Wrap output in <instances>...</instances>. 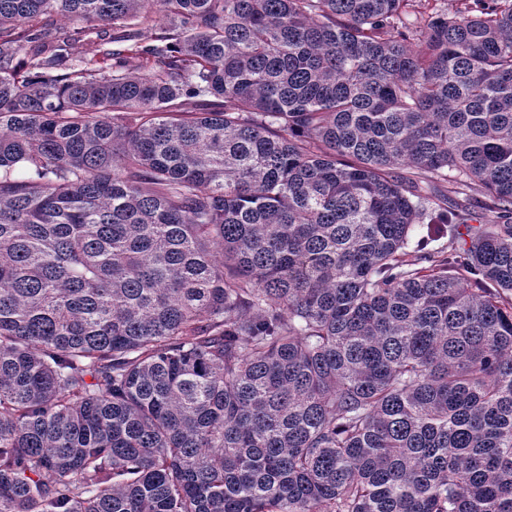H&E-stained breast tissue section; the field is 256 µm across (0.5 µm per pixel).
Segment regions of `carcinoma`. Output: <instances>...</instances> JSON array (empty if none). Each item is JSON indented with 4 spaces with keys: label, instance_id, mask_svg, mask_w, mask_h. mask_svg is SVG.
Returning <instances> with one entry per match:
<instances>
[{
    "label": "carcinoma",
    "instance_id": "1",
    "mask_svg": "<svg viewBox=\"0 0 512 512\" xmlns=\"http://www.w3.org/2000/svg\"><path fill=\"white\" fill-rule=\"evenodd\" d=\"M420 5L0 0V512H512V0Z\"/></svg>",
    "mask_w": 512,
    "mask_h": 512
}]
</instances>
